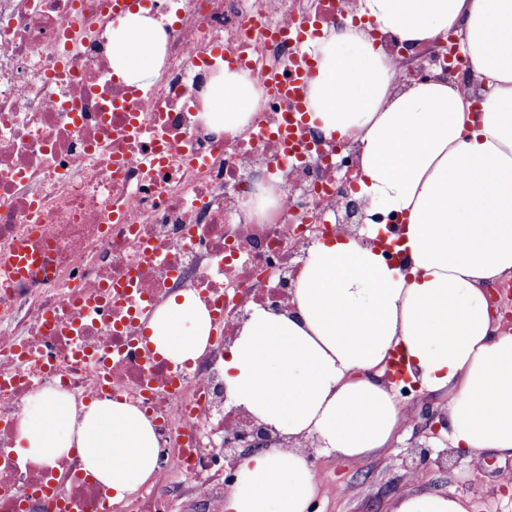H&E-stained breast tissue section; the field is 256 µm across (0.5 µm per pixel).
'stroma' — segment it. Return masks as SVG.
Masks as SVG:
<instances>
[{
  "label": "stroma",
  "mask_w": 512,
  "mask_h": 512,
  "mask_svg": "<svg viewBox=\"0 0 512 512\" xmlns=\"http://www.w3.org/2000/svg\"><path fill=\"white\" fill-rule=\"evenodd\" d=\"M399 400L407 419L387 448L347 459L302 443L322 475L308 512H390L400 494L424 491L462 495L471 512H512V458L486 451L475 461L470 452L451 447L445 433H433L422 409L441 401L429 392L411 389ZM422 448L427 462L418 467Z\"/></svg>",
  "instance_id": "obj_1"
}]
</instances>
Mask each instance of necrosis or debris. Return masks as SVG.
I'll return each instance as SVG.
<instances>
[{
  "label": "necrosis or debris",
  "mask_w": 512,
  "mask_h": 512,
  "mask_svg": "<svg viewBox=\"0 0 512 512\" xmlns=\"http://www.w3.org/2000/svg\"><path fill=\"white\" fill-rule=\"evenodd\" d=\"M112 2L0 0V512H171L187 493L218 512L222 442L240 421L224 409L237 314L287 305L302 248L335 231L354 192L340 164L356 144L323 138L268 80L292 72L300 36L355 24L354 0H140L166 18L146 87L112 70L124 17ZM372 38L398 61L397 84L448 68L445 52L421 46L412 68L396 36ZM227 67L262 90L236 134L202 118ZM259 175L279 194L260 222L246 208ZM176 288L196 292L217 330L183 366L138 347L142 315ZM46 389L134 403L159 436L157 483L115 505L77 459L20 463V414Z\"/></svg>",
  "instance_id": "obj_1"
}]
</instances>
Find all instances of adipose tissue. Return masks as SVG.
I'll list each match as a JSON object with an SVG mask.
<instances>
[{"mask_svg":"<svg viewBox=\"0 0 512 512\" xmlns=\"http://www.w3.org/2000/svg\"><path fill=\"white\" fill-rule=\"evenodd\" d=\"M358 25L329 29L305 50L318 75L306 106L324 136L353 139L358 196L400 216L403 268L373 246L386 225L365 224L312 245L288 308L255 305L224 357L229 403L291 440L245 457L224 512H307L319 478L297 439L344 457L387 446L405 421L386 363L402 352L408 372L440 393L453 447L512 457V333L495 327L486 291L512 276V0H357ZM405 49L454 32L479 80V110L467 89L442 78L398 87L392 61L370 32ZM160 18L135 13L112 26V68L142 85L160 64ZM259 105L248 74L224 70L206 92L216 132L240 130ZM146 328L174 364L196 361L212 319L197 294L179 290ZM22 459L50 464L73 454L121 502L152 481L158 438L125 401L83 406L36 393L16 432ZM391 512H469L454 494L405 493Z\"/></svg>","mask_w":512,"mask_h":512,"instance_id":"ef3b65f1","label":"adipose tissue"}]
</instances>
